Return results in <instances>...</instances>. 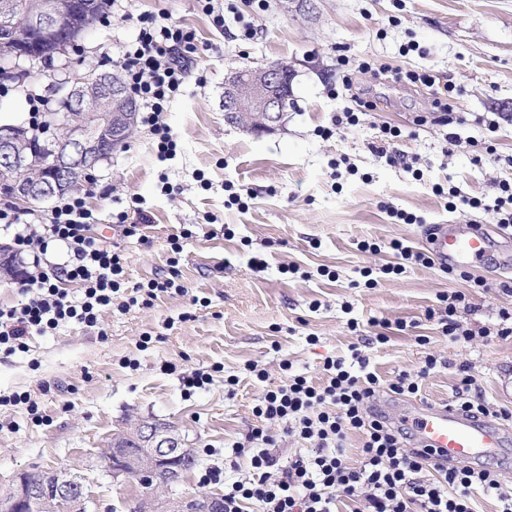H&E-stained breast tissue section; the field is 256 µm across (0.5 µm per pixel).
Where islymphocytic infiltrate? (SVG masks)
<instances>
[{"instance_id":"f902f5d3","label":"lymphocytic infiltrate","mask_w":512,"mask_h":512,"mask_svg":"<svg viewBox=\"0 0 512 512\" xmlns=\"http://www.w3.org/2000/svg\"><path fill=\"white\" fill-rule=\"evenodd\" d=\"M138 34L119 66L140 103V121L157 139L160 155L176 144L163 121L172 95L190 72L197 47L192 32L165 15L139 14ZM436 195H450V208L490 209L501 225L512 224V180L500 181L492 198L468 197L433 184ZM97 218L83 193L56 198L39 230L19 215L0 210V231L15 254L27 260L15 284L24 300L17 307H0V354L23 350L25 341L75 322L96 327L103 310L121 311L149 305L161 294L185 293L177 269L178 237H171L173 256L167 277L125 287L126 259L121 251L101 244L91 234ZM66 250L65 265L43 268L41 255L49 243ZM464 292L445 295L439 307L427 309L426 319L437 321L443 335L455 343L465 341L457 314L468 308ZM437 366L426 357L416 374L401 373L387 380L371 371L360 353L351 359L328 358L323 378L314 382L302 375L288 376L267 387L252 412L258 420L233 451L248 456L251 477L235 482L224 493V512H475L474 494L495 496L498 512H512V491L496 472L483 468L448 467L434 450L413 448L405 428L385 415L369 410L377 394L388 391L414 395ZM284 423L286 433L311 441L310 455L281 462L272 454L275 443L265 421ZM352 431L362 435L361 458L347 463L341 446Z\"/></svg>"}]
</instances>
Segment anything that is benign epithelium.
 I'll return each mask as SVG.
<instances>
[{
  "label": "benign epithelium",
  "mask_w": 512,
  "mask_h": 512,
  "mask_svg": "<svg viewBox=\"0 0 512 512\" xmlns=\"http://www.w3.org/2000/svg\"><path fill=\"white\" fill-rule=\"evenodd\" d=\"M93 26L86 0H12L0 11V59L16 66L41 58L45 40L55 55ZM62 97L65 111L48 114L41 130L0 124V181L10 185L5 199L28 209L52 196L72 191L93 176L110 145L125 142L137 123V106L120 76L110 70L90 71L74 81ZM291 86L277 67H257L230 74L224 80L225 117L253 120L257 130L279 124L290 107ZM190 452L175 430L143 422L112 439L108 464L112 476L145 483L166 472L164 488L180 481L173 461ZM10 512H86L84 480L65 470L44 484L24 472L0 499ZM185 501L167 498L160 503L140 500L137 512H185Z\"/></svg>",
  "instance_id": "benign-epithelium-1"
}]
</instances>
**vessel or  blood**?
Here are the masks:
<instances>
[{"label": "vessel or blood", "instance_id": "1", "mask_svg": "<svg viewBox=\"0 0 512 512\" xmlns=\"http://www.w3.org/2000/svg\"><path fill=\"white\" fill-rule=\"evenodd\" d=\"M489 243V235L477 225L435 224L429 232L437 262L455 268L484 261ZM409 419L418 446L436 449L452 462L479 458L508 442L499 425L473 418L447 403L413 406Z\"/></svg>", "mask_w": 512, "mask_h": 512}]
</instances>
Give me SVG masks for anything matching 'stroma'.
<instances>
[{
  "instance_id": "obj_1",
  "label": "stroma",
  "mask_w": 512,
  "mask_h": 512,
  "mask_svg": "<svg viewBox=\"0 0 512 512\" xmlns=\"http://www.w3.org/2000/svg\"><path fill=\"white\" fill-rule=\"evenodd\" d=\"M224 3L219 30L196 0H121L65 59L26 66L20 83L0 80V121L25 123L27 92L55 109L64 75L115 68L136 35L126 15L163 13L196 36L192 74L163 116L175 152L159 158L149 128L137 126L95 172L88 199L99 218L94 237L119 246L133 285L166 275L169 237L191 229L179 263L188 292L126 313L104 311L94 328L70 323L31 336L24 351L0 360V396L24 393L38 406L33 415L23 404L0 405V492L18 473L64 469L84 477L88 512H129L147 491L136 480L112 478L103 455L113 433L149 421L173 427L198 458L176 493L223 494L249 469L231 445L254 425L252 409L266 385L248 376L250 362L266 369L268 383L285 380V361L316 382L325 359H347L356 349L391 379L416 373L431 354L437 367L418 394H385L391 419L413 404L451 401L463 369L490 410H512V338L492 334L499 310L512 309V293L501 288L512 280L511 268H471L487 283L479 290L437 266H407L373 289L358 284L363 267L391 261V241L426 247L431 224H478L495 241L512 242L495 212L449 209L431 189L441 183L492 197L497 181L512 179V0H315L309 9L268 0L249 41L236 34L253 0ZM364 61L386 74L359 72ZM266 63L291 73L293 103L283 123L263 132L230 123L225 76ZM397 67L431 76L433 89L396 79ZM348 72L375 108L358 126L321 138L318 128L355 106L342 84ZM448 86L454 110L467 119L453 145L448 127L432 118L433 94ZM387 125L403 130L391 152L413 159L420 177L368 150ZM342 159L354 171L337 179L334 165ZM230 183L248 188L246 208L227 206ZM395 209L421 217L422 225L399 223ZM120 212L142 225L143 238L113 230ZM228 227L234 237H225ZM362 240L380 245V253L360 252ZM257 255L264 265H253ZM289 264L297 274L282 273ZM457 290L469 293L459 319L472 331L460 344L424 317L439 295ZM382 318L409 326L379 343L370 323ZM421 336L427 344H418ZM166 363L175 372H164ZM196 369L212 378L185 391L179 375ZM231 375L240 379L232 390L225 383ZM209 470L217 480L204 481Z\"/></svg>"
}]
</instances>
